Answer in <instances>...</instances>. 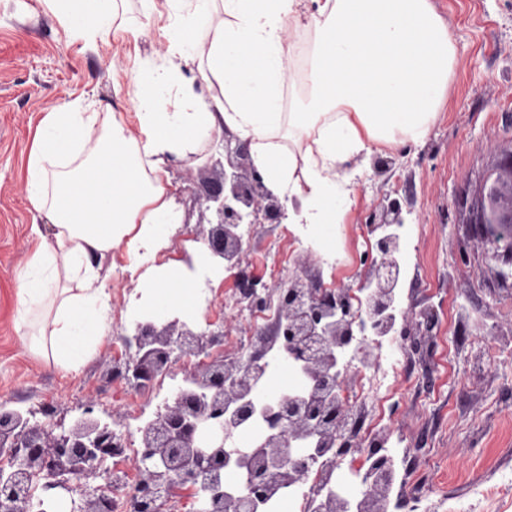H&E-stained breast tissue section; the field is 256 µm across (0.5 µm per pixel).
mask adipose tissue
Wrapping results in <instances>:
<instances>
[{"label":"adipose tissue","instance_id":"1","mask_svg":"<svg viewBox=\"0 0 512 512\" xmlns=\"http://www.w3.org/2000/svg\"><path fill=\"white\" fill-rule=\"evenodd\" d=\"M210 28H178L162 65L136 77L138 127L95 102L63 104L42 122L28 166V199L52 226L17 279L20 320L31 347L75 366L107 329L110 292L101 258L121 254L136 275L131 311L184 314L195 271L163 275L156 264L181 222L166 188V160L196 152L211 131L249 141L254 165L276 192L297 199L292 224L328 241L350 203L348 165L371 143L422 142L448 95L454 49L430 0H194ZM74 34L108 41L123 18L119 0H46ZM312 34L303 65L288 42ZM202 76L196 92L184 71ZM300 77L305 94L285 113L282 88ZM178 85L177 102L165 95Z\"/></svg>","mask_w":512,"mask_h":512}]
</instances>
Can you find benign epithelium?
I'll return each instance as SVG.
<instances>
[{
	"instance_id": "benign-epithelium-1",
	"label": "benign epithelium",
	"mask_w": 512,
	"mask_h": 512,
	"mask_svg": "<svg viewBox=\"0 0 512 512\" xmlns=\"http://www.w3.org/2000/svg\"><path fill=\"white\" fill-rule=\"evenodd\" d=\"M226 166L206 193L211 212L209 230L199 237L211 258L236 267L235 288L252 306L268 297L262 278L242 267L246 251L239 229L244 224H281L288 217V197L280 196L254 166L249 142L224 141ZM490 185L482 184L470 206L469 223L478 224L494 240L512 230V152L493 169ZM404 224L399 199L365 217L373 237L370 259L361 274L367 291L362 309L353 307L349 288H311L291 277L276 289L279 313L274 335L284 340L288 358L302 367L306 391L286 401L261 405L255 391L267 375L258 353L226 358L224 322L208 321L196 332L178 317L157 324L137 320L124 343L136 348L124 377L136 384L150 379L182 356L213 347L210 360L194 365L188 385L174 401L160 407L142 432L144 449L137 458L140 481L135 512H162L180 493L194 497L196 512H244L295 489L301 475L319 458L353 457L358 443L342 433L349 413L343 400L340 353L360 335L359 312L373 331L384 333L400 302ZM402 336H425L435 324L428 309L402 315ZM43 423L19 410L0 405V451L11 459L0 469V512H112V475L101 464L123 452L112 414L95 413L94 402L81 406L79 416L64 428L57 410L44 405ZM262 417L268 429L252 447L237 448L224 423L247 426ZM386 439L368 446L365 488L350 496L338 490L323 496L315 512H388L387 492L396 479ZM247 473L244 489L224 486V472ZM105 477L106 484L89 480Z\"/></svg>"
}]
</instances>
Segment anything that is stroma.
I'll return each instance as SVG.
<instances>
[{
  "label": "stroma",
  "instance_id": "obj_1",
  "mask_svg": "<svg viewBox=\"0 0 512 512\" xmlns=\"http://www.w3.org/2000/svg\"><path fill=\"white\" fill-rule=\"evenodd\" d=\"M448 26L455 49L448 100L427 138L391 150L372 145L352 182V204L338 217L345 263L330 271L293 241L295 225L272 224L243 256L249 271L276 284L270 268L283 259L304 282L353 286L369 237L368 209L399 199L414 234L403 280L408 304L433 307L439 328L434 355L406 357L405 375L392 383L382 427L393 432L394 459L408 490L430 481L439 498L425 512H473L482 494L512 485V259L466 222L471 199L498 158L512 152V0H431ZM185 13L172 0H126L125 23L109 43L92 44L70 33L42 0H0V402L22 411L46 402L74 418L78 405L97 397L124 414L126 400L112 389L110 372L126 323L124 300L138 282L123 272L124 258L104 257L112 312L105 337L86 360L66 369L24 342L18 329L17 277L38 235L52 228L28 200L27 168L38 129L67 102L94 100L137 129L134 77L146 62L165 58L170 33ZM223 143L205 142L192 158L168 163L169 189L182 213L168 259L179 260L211 214L205 187ZM392 161L376 175L374 158ZM216 303L193 320H224L234 336L248 334V319L224 314L231 275L211 280Z\"/></svg>",
  "mask_w": 512,
  "mask_h": 512
}]
</instances>
